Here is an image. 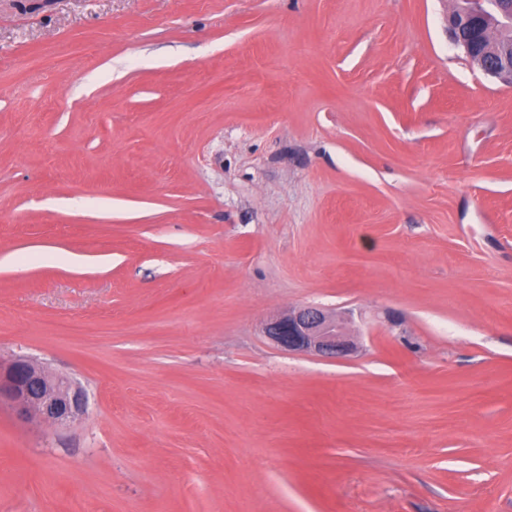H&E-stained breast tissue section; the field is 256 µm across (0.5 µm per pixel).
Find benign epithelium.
<instances>
[{"instance_id":"benign-epithelium-1","label":"benign epithelium","mask_w":512,"mask_h":512,"mask_svg":"<svg viewBox=\"0 0 512 512\" xmlns=\"http://www.w3.org/2000/svg\"><path fill=\"white\" fill-rule=\"evenodd\" d=\"M455 44L487 75L512 85V0H456L448 16ZM265 335L290 352L342 359L357 349L346 323L318 306L305 305L269 322ZM19 415L62 425L87 409L85 390L27 358L0 366V400Z\"/></svg>"}]
</instances>
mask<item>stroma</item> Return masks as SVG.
Here are the masks:
<instances>
[{
	"label": "stroma",
	"mask_w": 512,
	"mask_h": 512,
	"mask_svg": "<svg viewBox=\"0 0 512 512\" xmlns=\"http://www.w3.org/2000/svg\"><path fill=\"white\" fill-rule=\"evenodd\" d=\"M453 0H0V512H512V85ZM352 317L346 359L273 318ZM265 336L289 352L342 359L357 349L346 323L318 306L305 305L269 322ZM3 398L19 415L55 425L72 422L87 409V395L81 386L24 357L0 366V402Z\"/></svg>",
	"instance_id": "stroma-1"
}]
</instances>
